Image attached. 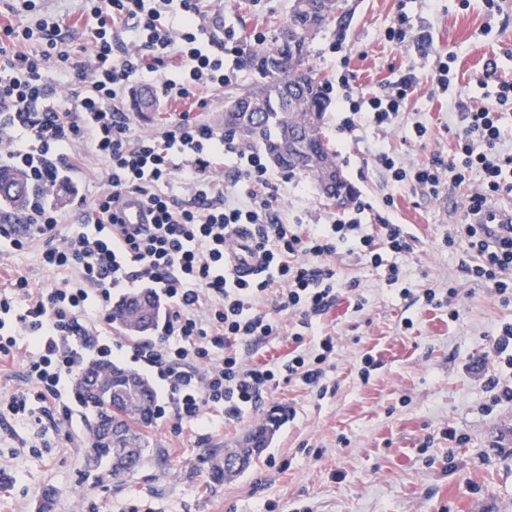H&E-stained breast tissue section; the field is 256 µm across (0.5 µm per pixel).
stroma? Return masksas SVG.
Instances as JSON below:
<instances>
[{
    "instance_id": "35a3bbf8",
    "label": "stroma",
    "mask_w": 512,
    "mask_h": 512,
    "mask_svg": "<svg viewBox=\"0 0 512 512\" xmlns=\"http://www.w3.org/2000/svg\"><path fill=\"white\" fill-rule=\"evenodd\" d=\"M292 0H214L213 19L244 40L267 38L272 25L285 24ZM345 27L330 26L310 45V61L332 89L326 133L336 164L351 185L353 203L362 205L363 223L387 219L406 225L412 250L400 257L397 282L364 258L339 249L332 263L342 285L330 310L300 328L287 318L280 340L259 346L240 343L251 363L283 360L292 350V333L305 344L316 336L336 339V353L318 397L300 381L269 392L257 409L245 411L224 428L201 436L193 427L174 431L170 419L154 420L146 433L152 447L143 464L122 481L101 479L86 458L92 413L76 406L49 445L32 453L21 447L27 429L10 431L0 423V512H39L46 490L56 494L54 512H512V403L491 405L485 371L512 383V370L494 363V339L512 323V304L503 305L485 285L461 269V252L442 243L451 225L465 218L473 186H448L437 198L408 184H397L373 162L382 147L407 165L450 158L460 129L461 104L493 96L496 87L476 82L487 62L497 64L498 81H512V0H504L494 19H486L482 0H348ZM407 13L415 37L388 42L387 28ZM491 31H484V24ZM428 35L421 44L417 35ZM346 55L336 52V44ZM454 55L457 90L432 96V76L440 57ZM414 70L419 83L395 123L380 132L366 126L354 133L338 128L336 103L343 94L336 80L352 72L357 90L369 93ZM133 81L124 110L139 133L154 134L190 113L215 125L224 112V91L212 88L197 97L141 112ZM428 138H412L415 123ZM79 180L60 190L57 205L69 209L74 195L93 197L102 188L106 163L80 147ZM271 191L287 222L325 224L342 207L327 203L311 177L271 171ZM21 274L36 288L55 287L58 276L44 267L38 248L24 252L0 245V278ZM455 288L453 309L425 305L432 288ZM364 307L354 311L353 300ZM376 361L369 380L357 367L365 355ZM276 414L280 427L269 448L243 474L216 482L210 477L213 453L231 447L257 424ZM456 432L455 439L444 430Z\"/></svg>"
}]
</instances>
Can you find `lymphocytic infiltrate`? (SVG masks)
Masks as SVG:
<instances>
[{
    "instance_id": "1",
    "label": "lymphocytic infiltrate",
    "mask_w": 512,
    "mask_h": 512,
    "mask_svg": "<svg viewBox=\"0 0 512 512\" xmlns=\"http://www.w3.org/2000/svg\"><path fill=\"white\" fill-rule=\"evenodd\" d=\"M7 2L13 21L0 25V164L24 173L33 190L22 210L23 232L1 224L0 240L17 251L40 246L44 265L61 280L37 289L19 275L0 291V372L16 365L27 381L25 389L0 398V420L36 427L41 440L60 431L73 417L71 388L89 352L104 362L126 352L164 387L156 418L206 434L256 408L284 381L301 380L326 396L333 336H318L314 351L305 352L303 336L293 334L295 350L276 367L245 363L237 345L276 340L282 315L308 328L327 313L340 290L328 262L339 247L398 280L397 259L412 249L404 225L383 223L370 232L355 218L288 223L274 208L259 150L186 115L154 135L136 131L123 110L134 79L157 74L160 103L235 79L248 47L230 30L213 32L203 0H83L78 26L45 11L42 0ZM80 28L83 44L74 39ZM52 70L62 84L49 81ZM340 84V129L354 130L361 120L384 129L405 107L417 76L405 72L371 94L355 91L347 75ZM61 91L71 102L63 111L52 104ZM509 105L512 82L503 81L493 101L465 113L450 160L437 156L406 166L379 148L374 161L394 182L435 198L446 184L466 185L479 176L480 188L469 197L473 209L512 194V153L500 148L501 110ZM84 143L107 164L104 187L94 202L80 196L73 202L93 232L65 234V215L53 196L70 183L75 149ZM228 156L250 184L246 201L209 174ZM175 179L183 196L169 190ZM128 194L146 202L151 223H122L119 204ZM243 231L261 258L251 277L235 275L228 263ZM444 243L462 249V269L472 281L512 302V237L493 243L466 223L454 225ZM141 282L165 305L157 333L130 344L115 341L112 291Z\"/></svg>"
}]
</instances>
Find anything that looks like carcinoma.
<instances>
[{"mask_svg": "<svg viewBox=\"0 0 512 512\" xmlns=\"http://www.w3.org/2000/svg\"><path fill=\"white\" fill-rule=\"evenodd\" d=\"M333 23L341 20L332 8L312 17L293 12L286 24L273 27L268 44L251 48L245 56L244 66L255 74L254 81L241 92L224 94V122L235 126L242 140L260 146L277 168L311 177L327 201L343 205L353 196L346 180L328 179L307 165V159L316 156L326 167L337 168L336 152L325 133L326 92L307 50L316 34ZM161 314L158 301L145 306L125 296L112 310V321L127 333L143 334ZM105 368L110 375L100 389L87 388L80 377L76 391L81 403L97 415L88 456L96 463L109 462L110 475L119 478L140 467L151 447L142 428L152 420L155 397L144 377L115 364ZM115 422L124 427L132 447L100 439L99 432ZM279 425L273 416L250 430L225 453L233 463L213 465L214 478L230 480L246 470L268 447Z\"/></svg>", "mask_w": 512, "mask_h": 512, "instance_id": "obj_1", "label": "carcinoma"}]
</instances>
